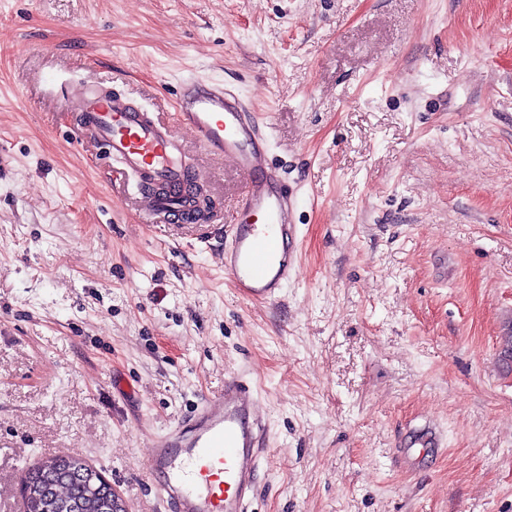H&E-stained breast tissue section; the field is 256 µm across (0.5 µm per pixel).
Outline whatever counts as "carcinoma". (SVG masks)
Segmentation results:
<instances>
[{
  "label": "carcinoma",
  "instance_id": "1",
  "mask_svg": "<svg viewBox=\"0 0 512 512\" xmlns=\"http://www.w3.org/2000/svg\"><path fill=\"white\" fill-rule=\"evenodd\" d=\"M71 460L69 474L52 471L50 459L28 472L26 482L33 492L26 498V512H112L100 474L79 456Z\"/></svg>",
  "mask_w": 512,
  "mask_h": 512
}]
</instances>
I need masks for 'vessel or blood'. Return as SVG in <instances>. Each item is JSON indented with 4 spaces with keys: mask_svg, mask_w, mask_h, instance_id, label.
<instances>
[{
    "mask_svg": "<svg viewBox=\"0 0 512 512\" xmlns=\"http://www.w3.org/2000/svg\"><path fill=\"white\" fill-rule=\"evenodd\" d=\"M70 95L109 155L144 185V210L155 217L180 211L187 166L165 122L95 84L76 86ZM175 120L243 175L224 272L243 300L276 301L293 277L300 237L297 195L270 156L264 121L207 78L181 87ZM262 444L253 392L241 376H230L222 393L201 398L187 421L152 439L145 477L175 512H248Z\"/></svg>",
    "mask_w": 512,
    "mask_h": 512,
    "instance_id": "1",
    "label": "vessel or blood"
}]
</instances>
